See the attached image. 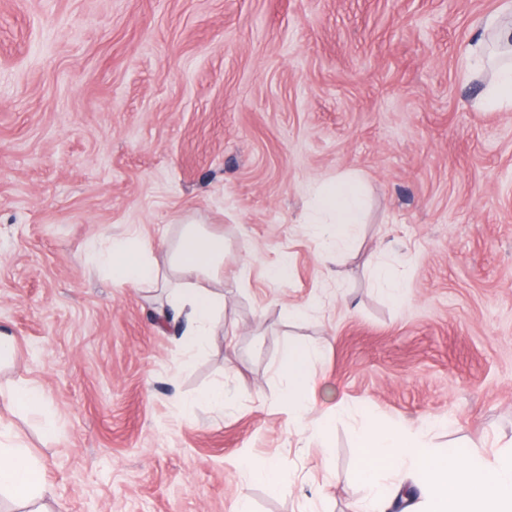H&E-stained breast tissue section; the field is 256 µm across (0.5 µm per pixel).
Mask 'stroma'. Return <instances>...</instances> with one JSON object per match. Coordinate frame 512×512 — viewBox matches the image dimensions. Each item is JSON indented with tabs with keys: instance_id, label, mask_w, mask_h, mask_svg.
Segmentation results:
<instances>
[{
	"instance_id": "35a3bbf8",
	"label": "stroma",
	"mask_w": 512,
	"mask_h": 512,
	"mask_svg": "<svg viewBox=\"0 0 512 512\" xmlns=\"http://www.w3.org/2000/svg\"><path fill=\"white\" fill-rule=\"evenodd\" d=\"M506 3L0 0V394L44 397L0 438L38 459L45 512H232L244 492L252 512H352L366 420L432 423L465 459L512 448V107L479 105L491 72L464 67ZM350 175L365 219L337 250L304 218ZM188 215L227 247L224 316L192 356L160 290L85 253L131 230L163 251ZM291 342L321 348L318 440L288 425ZM246 455L286 491L242 490ZM376 280L380 290L391 300L404 298V288L400 282L397 270L389 264H380L376 269ZM8 411L25 410L32 415L42 414V392L35 383H25L17 393L9 399Z\"/></svg>"
}]
</instances>
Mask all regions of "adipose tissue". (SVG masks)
<instances>
[{"label":"adipose tissue","instance_id":"adipose-tissue-1","mask_svg":"<svg viewBox=\"0 0 512 512\" xmlns=\"http://www.w3.org/2000/svg\"><path fill=\"white\" fill-rule=\"evenodd\" d=\"M364 200L357 177L326 183L313 193L307 221L335 225V246H349L364 221ZM224 249L223 234L203 231L188 220L165 260H158L151 245L135 236L113 240L99 260L117 285L166 288L168 309L162 320L182 326L188 350L196 352L207 348L214 318L224 305L223 296L202 284L223 274ZM318 353L317 347L296 342L284 351L280 373L289 422L297 428L313 395L308 366ZM356 441L359 477L386 506H393L400 492L392 475L409 471L422 477L417 512H512V451L463 461L453 451L431 447L422 430L373 422L360 426ZM44 486L43 470L26 449L0 443V494L26 504Z\"/></svg>","mask_w":512,"mask_h":512}]
</instances>
